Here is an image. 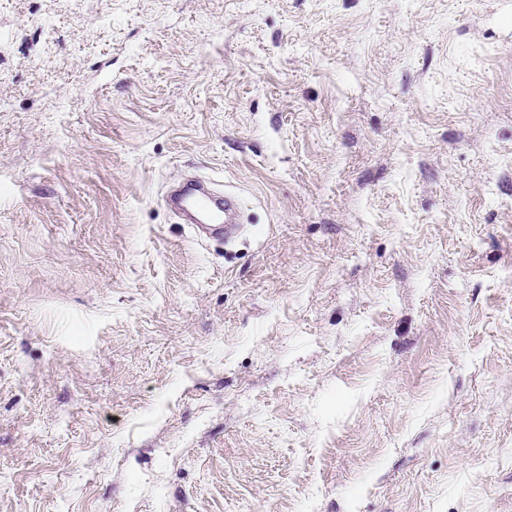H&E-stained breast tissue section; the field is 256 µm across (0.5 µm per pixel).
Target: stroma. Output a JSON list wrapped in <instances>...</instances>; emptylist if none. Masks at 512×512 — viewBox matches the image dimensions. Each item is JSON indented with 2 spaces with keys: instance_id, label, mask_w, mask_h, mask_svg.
<instances>
[{
  "instance_id": "obj_1",
  "label": "stroma",
  "mask_w": 512,
  "mask_h": 512,
  "mask_svg": "<svg viewBox=\"0 0 512 512\" xmlns=\"http://www.w3.org/2000/svg\"><path fill=\"white\" fill-rule=\"evenodd\" d=\"M0 512H512V0H0ZM181 196L190 200L193 206L209 216V224L220 226L224 223V215L226 220H230L233 209L235 208V199L228 195L224 200V207L217 203L213 198L215 193L208 186L200 181H191L186 183L182 190Z\"/></svg>"
}]
</instances>
